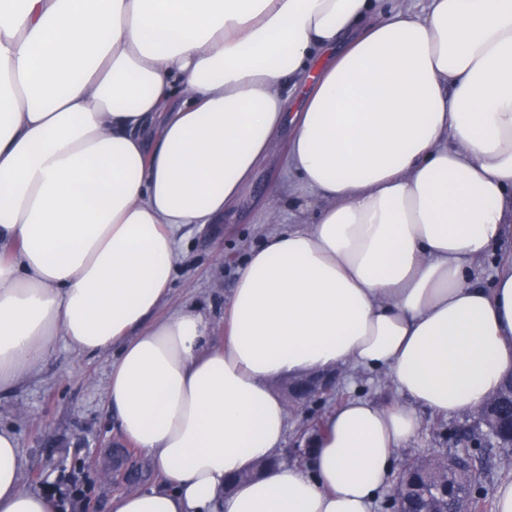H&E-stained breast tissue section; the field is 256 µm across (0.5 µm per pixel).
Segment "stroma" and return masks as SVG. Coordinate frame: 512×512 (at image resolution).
<instances>
[{
  "mask_svg": "<svg viewBox=\"0 0 512 512\" xmlns=\"http://www.w3.org/2000/svg\"><path fill=\"white\" fill-rule=\"evenodd\" d=\"M283 153L256 172L243 198L217 223L190 230L181 251L172 292L162 315L193 309L223 329L224 302L250 248L270 232L262 206L279 183ZM111 353L88 355L57 341L41 372L0 393V425L13 428L24 462V479L36 490L58 495L67 480L76 493L66 512H110L122 483H136L143 458L122 438L106 403ZM337 395L362 393L385 406L399 395L391 381L371 375L337 374ZM421 429L406 450L430 453L471 447L475 427L464 416L421 413ZM491 469L480 485V512H494L497 485L512 481V448L487 450Z\"/></svg>",
  "mask_w": 512,
  "mask_h": 512,
  "instance_id": "1",
  "label": "stroma"
}]
</instances>
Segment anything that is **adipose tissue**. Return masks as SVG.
Wrapping results in <instances>:
<instances>
[{"label":"adipose tissue","instance_id":"adipose-tissue-1","mask_svg":"<svg viewBox=\"0 0 512 512\" xmlns=\"http://www.w3.org/2000/svg\"><path fill=\"white\" fill-rule=\"evenodd\" d=\"M336 56L322 62L326 49ZM306 96L298 112L290 105ZM287 142L295 221L238 270L224 336L164 318L184 227ZM512 0H0V392L57 340L117 350L106 398L155 483L112 512H371L420 410L512 374ZM351 368L306 467L275 385ZM0 427V512H57Z\"/></svg>","mask_w":512,"mask_h":512}]
</instances>
